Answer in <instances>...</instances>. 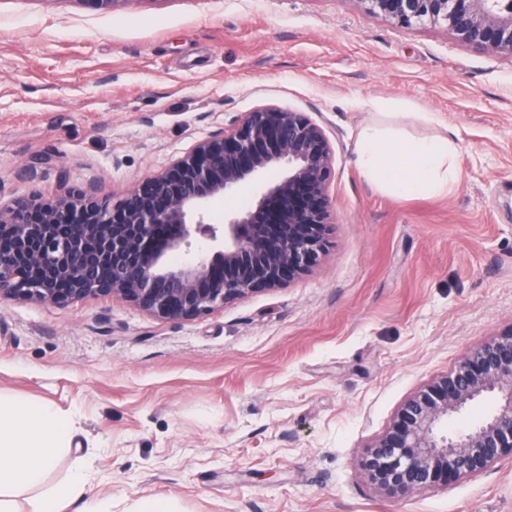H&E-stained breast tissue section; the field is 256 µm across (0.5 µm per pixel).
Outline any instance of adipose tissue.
<instances>
[{
	"label": "adipose tissue",
	"instance_id": "obj_1",
	"mask_svg": "<svg viewBox=\"0 0 512 512\" xmlns=\"http://www.w3.org/2000/svg\"><path fill=\"white\" fill-rule=\"evenodd\" d=\"M356 151L367 179L399 196L437 193L457 177L452 144L445 138L410 142L368 127L361 131ZM71 434V420L48 404L0 403V512H17L14 495L22 490L37 493L31 512H63L80 498L82 471H73L56 485L47 483Z\"/></svg>",
	"mask_w": 512,
	"mask_h": 512
}]
</instances>
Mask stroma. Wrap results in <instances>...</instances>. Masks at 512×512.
Returning a JSON list of instances; mask_svg holds the SVG:
<instances>
[{"mask_svg":"<svg viewBox=\"0 0 512 512\" xmlns=\"http://www.w3.org/2000/svg\"><path fill=\"white\" fill-rule=\"evenodd\" d=\"M267 104L333 149L312 272L193 320L0 299V400L74 423L48 475L86 473L66 512H512L510 457L403 498L359 467L414 392L512 329V55L354 0H0V199L121 197ZM366 127L448 138L456 181L370 184Z\"/></svg>","mask_w":512,"mask_h":512,"instance_id":"35a3bbf8","label":"stroma"}]
</instances>
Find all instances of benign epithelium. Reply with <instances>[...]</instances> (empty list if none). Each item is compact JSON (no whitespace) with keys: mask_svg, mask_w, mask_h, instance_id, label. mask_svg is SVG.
Returning a JSON list of instances; mask_svg holds the SVG:
<instances>
[{"mask_svg":"<svg viewBox=\"0 0 512 512\" xmlns=\"http://www.w3.org/2000/svg\"><path fill=\"white\" fill-rule=\"evenodd\" d=\"M402 29L444 27L512 55V0H354ZM333 155L305 113L264 105L197 142L112 201L66 187L0 200V298L58 305L119 297L161 319L190 320L310 272L332 224ZM274 171L281 172L275 178ZM246 191L245 210L211 206ZM178 253L177 264L169 261ZM492 395L494 412L452 435L448 418ZM512 457V330L467 353L408 398L367 447L362 469L391 497L446 485Z\"/></svg>","mask_w":512,"mask_h":512,"instance_id":"1","label":"benign epithelium"}]
</instances>
